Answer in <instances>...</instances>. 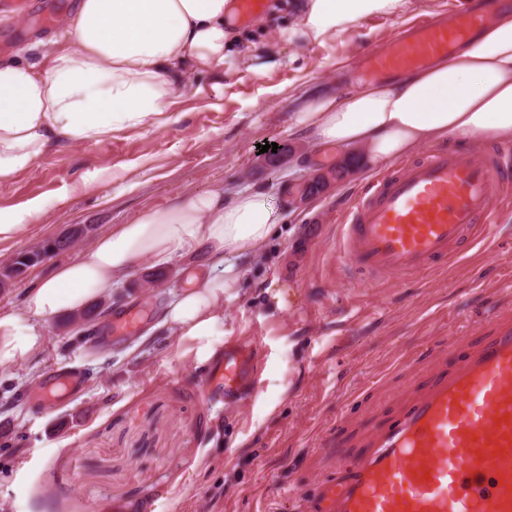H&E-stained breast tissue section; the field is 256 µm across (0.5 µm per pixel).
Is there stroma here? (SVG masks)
Returning <instances> with one entry per match:
<instances>
[{"instance_id":"35a3bbf8","label":"stroma","mask_w":512,"mask_h":512,"mask_svg":"<svg viewBox=\"0 0 512 512\" xmlns=\"http://www.w3.org/2000/svg\"><path fill=\"white\" fill-rule=\"evenodd\" d=\"M0 16V60L38 41L64 45L77 0H26ZM452 0H405L313 41L300 33L308 0H267L232 33L236 56L222 72L178 83L158 127L125 130L98 144L63 142L30 170L0 183V210L40 201L42 213L0 263L44 241L85 229L79 245L32 267L0 291V309H21L28 288L143 208L163 209L184 192L258 188L288 224L246 264L238 298L224 307L225 342L260 337L259 382L235 403L208 401L202 367L180 357L158 327L161 312L206 267L149 263L113 289L109 306H138L142 328L108 342L83 326L51 321L30 361L0 367V512H89L131 504L135 512H296L291 489L314 496L340 461L366 452L371 433L397 419L429 383L450 370L442 346L466 353L512 318V204L501 203L487 237L426 277L382 286L336 259L341 209L365 177L331 181L316 200L305 179L336 166L335 148L311 144L290 121L308 91L339 95L364 81V52L403 26L443 16ZM287 38H280V30ZM289 150L273 168L263 142ZM405 368H395L396 359ZM74 370L73 399L38 403L46 376Z\"/></svg>"}]
</instances>
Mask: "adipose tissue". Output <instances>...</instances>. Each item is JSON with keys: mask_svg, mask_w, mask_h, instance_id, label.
Segmentation results:
<instances>
[{"mask_svg": "<svg viewBox=\"0 0 512 512\" xmlns=\"http://www.w3.org/2000/svg\"><path fill=\"white\" fill-rule=\"evenodd\" d=\"M403 2L310 0L302 33L317 40ZM227 15V0H79L67 47L46 50L36 65H0V182L34 167L60 139L98 144L156 126L173 80L223 71L233 46ZM292 123L314 143L362 149L368 170L427 143L511 141L512 13L401 80L314 99ZM280 226L257 189L190 192L165 209L141 210L38 280L22 312L0 310V367L38 355L48 322L110 297L143 261L165 267L202 245L208 271L169 302L161 325L181 357L209 363L224 345V305L239 294L244 261L264 252Z\"/></svg>", "mask_w": 512, "mask_h": 512, "instance_id": "obj_1", "label": "adipose tissue"}]
</instances>
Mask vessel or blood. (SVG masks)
Returning a JSON list of instances; mask_svg holds the SVG:
<instances>
[{
    "instance_id": "b4317fda",
    "label": "vessel or blood",
    "mask_w": 512,
    "mask_h": 512,
    "mask_svg": "<svg viewBox=\"0 0 512 512\" xmlns=\"http://www.w3.org/2000/svg\"><path fill=\"white\" fill-rule=\"evenodd\" d=\"M233 23L262 13L265 0H229ZM507 0H483L480 9L452 13L449 21H420L407 36L363 59L376 78L404 77L447 54L479 31ZM512 176V145L496 164L474 154L432 149L401 162L357 191L340 217L336 258L382 284L396 275H423L454 255L459 242L491 224L492 185ZM137 309L112 311L116 334L137 331ZM260 341L224 347L204 376L212 400L233 401L258 384ZM83 384L74 371L50 374L52 396H72ZM371 451L320 486L311 512H512V324L456 356L451 371L393 423L375 432Z\"/></svg>"
}]
</instances>
